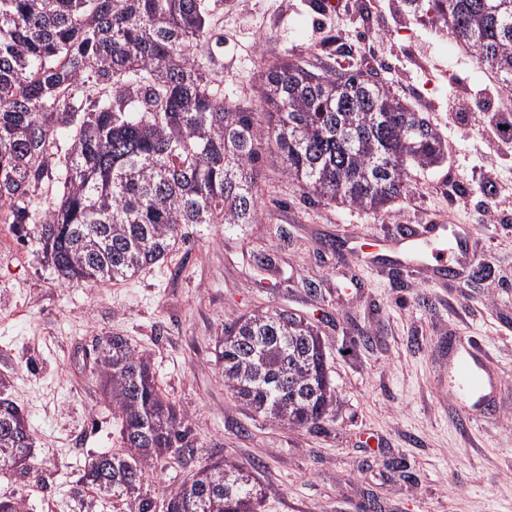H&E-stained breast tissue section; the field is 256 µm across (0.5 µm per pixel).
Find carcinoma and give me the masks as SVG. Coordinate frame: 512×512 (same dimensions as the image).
I'll return each mask as SVG.
<instances>
[{
  "instance_id": "cac0c4a2",
  "label": "carcinoma",
  "mask_w": 512,
  "mask_h": 512,
  "mask_svg": "<svg viewBox=\"0 0 512 512\" xmlns=\"http://www.w3.org/2000/svg\"><path fill=\"white\" fill-rule=\"evenodd\" d=\"M512 86V0H398ZM209 0H0V223L37 244L67 284L127 280L165 260L185 224H258L257 163L276 150L315 202L375 212L444 159L430 120L360 69L292 50L256 85L260 110L224 101ZM216 359L235 398L271 421L319 428L336 389L318 329L282 309L224 324ZM121 449L91 456L75 490L131 512H260L253 476L203 461L162 501L148 478L196 438L150 356L121 336L95 346ZM25 414L0 396V472L31 469Z\"/></svg>"
}]
</instances>
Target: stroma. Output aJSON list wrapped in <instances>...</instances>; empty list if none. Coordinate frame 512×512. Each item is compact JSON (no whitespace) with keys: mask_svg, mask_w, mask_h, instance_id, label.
I'll return each mask as SVG.
<instances>
[{"mask_svg":"<svg viewBox=\"0 0 512 512\" xmlns=\"http://www.w3.org/2000/svg\"><path fill=\"white\" fill-rule=\"evenodd\" d=\"M317 3L217 0L211 24L224 44L212 63L225 100L254 107L260 71L291 49L310 61L332 52L344 67L369 55L381 82L439 130L447 160L412 168L407 196L376 214L307 200L264 154L261 223L184 225L164 263L127 281L67 285L37 246L0 243V375L36 442L33 468L0 476V495H22L25 512H79L86 460L120 447L92 351L109 335L149 353L199 459L250 472L262 512H362L371 495L385 512H512V140L479 117L512 108V96L393 0H342L328 14ZM421 224L448 225L475 265L451 277L399 266L386 240ZM328 238L337 251L324 250ZM262 250L274 265L256 262ZM271 308L305 318L328 347L336 405L322 428L269 421L224 385L215 348L225 322ZM458 336L483 345L500 381L495 407L468 431L448 393Z\"/></svg>","mask_w":512,"mask_h":512,"instance_id":"1","label":"stroma"}]
</instances>
